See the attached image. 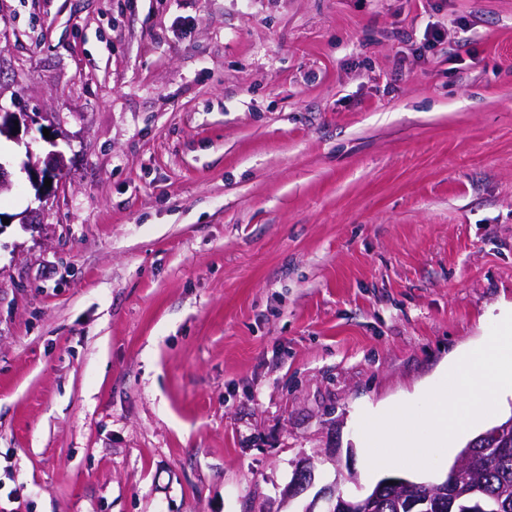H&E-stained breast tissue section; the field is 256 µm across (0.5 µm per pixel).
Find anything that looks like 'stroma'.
Instances as JSON below:
<instances>
[{
	"instance_id": "35a3bbf8",
	"label": "stroma",
	"mask_w": 512,
	"mask_h": 512,
	"mask_svg": "<svg viewBox=\"0 0 512 512\" xmlns=\"http://www.w3.org/2000/svg\"><path fill=\"white\" fill-rule=\"evenodd\" d=\"M0 110V512L360 494L512 312V0H0ZM39 116L30 115L28 112H2L0 110V135L7 133L14 135L13 132L15 127L14 121H18V127L24 125L26 131L31 129V126L38 123ZM60 155L54 152H50L44 161V168L39 169L35 168V170L30 171L29 178L32 180V185L40 189L44 185L45 178H53L60 175Z\"/></svg>"
}]
</instances>
